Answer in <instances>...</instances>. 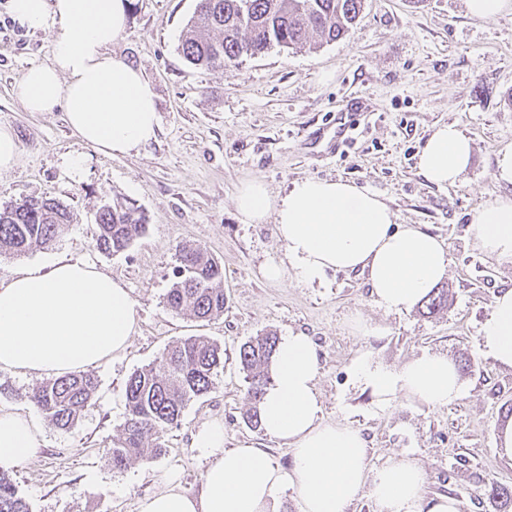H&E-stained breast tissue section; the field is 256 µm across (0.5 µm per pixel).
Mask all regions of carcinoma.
Listing matches in <instances>:
<instances>
[{
	"mask_svg": "<svg viewBox=\"0 0 512 512\" xmlns=\"http://www.w3.org/2000/svg\"><path fill=\"white\" fill-rule=\"evenodd\" d=\"M364 0H198L189 31L181 43L184 59L193 66H234L244 57L278 47L331 42L356 23ZM70 223L63 203L31 197L0 207V251L16 255L46 248ZM96 246L108 254L126 250L146 229V216L131 202H114L96 212ZM178 280L166 302L180 313L206 320L224 313L220 263L198 247L179 252ZM422 305L433 315L448 305L444 290H431ZM279 338L272 333L254 336L240 345L237 355L247 382L248 408L244 419L261 428V404L272 383L269 365ZM224 369V350L202 335H192L166 348L160 359L130 375L125 383V420L120 438L110 450L112 467L158 457L162 438L180 425L187 404L210 392L214 377ZM98 389L91 373H69L34 387L32 403L55 427H74ZM0 512H30L11 475L0 471Z\"/></svg>",
	"mask_w": 512,
	"mask_h": 512,
	"instance_id": "1",
	"label": "carcinoma"
}]
</instances>
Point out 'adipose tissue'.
I'll list each match as a JSON object with an SVG mask.
<instances>
[{
	"label": "adipose tissue",
	"mask_w": 512,
	"mask_h": 512,
	"mask_svg": "<svg viewBox=\"0 0 512 512\" xmlns=\"http://www.w3.org/2000/svg\"><path fill=\"white\" fill-rule=\"evenodd\" d=\"M17 26L52 38L49 63L29 68L15 87L27 111L63 109L84 144L125 156L155 141L160 118L153 83L110 47L125 32L130 0H8ZM472 144L457 124L438 126L427 139L418 168L430 183L460 184ZM249 224L273 222L288 259L270 261L269 282L289 276L306 282L327 271L365 274L373 301L401 312L418 304L448 271L441 241L411 224L395 227L391 208L376 194L349 182L305 177L281 197L258 179L243 181L234 198ZM474 238L498 262L512 264V195L474 215ZM139 328L136 303L123 285L94 264L60 259L20 269L0 282V369L57 377L109 361L123 353ZM484 352L512 369V287L499 289L482 327ZM319 356L302 333L282 337L272 363V384L262 404L268 437L290 448L289 466L263 449L224 445V424L212 421L193 444L205 458L196 491L175 477L140 504L139 512H276L280 491L293 489L300 512H349L368 495L376 512H459L448 495L426 497L427 475L404 456L374 469L359 432L321 416L316 392ZM356 375L380 399L400 394L445 407L461 395L447 357L424 353L396 369L357 361ZM44 444L31 413L0 407V469L36 456Z\"/></svg>",
	"instance_id": "obj_1"
}]
</instances>
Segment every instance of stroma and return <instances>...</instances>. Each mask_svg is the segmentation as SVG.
I'll list each match as a JSON object with an SVG mask.
<instances>
[{
	"label": "stroma",
	"instance_id": "1",
	"mask_svg": "<svg viewBox=\"0 0 512 512\" xmlns=\"http://www.w3.org/2000/svg\"><path fill=\"white\" fill-rule=\"evenodd\" d=\"M5 4L0 0V126L14 131L20 152L0 173V206L46 196L68 206L71 222L48 248L0 255V281L33 263L87 260L127 288L140 318L129 347L94 367L98 391L78 424L67 431L45 425L41 452L13 470L31 512H139L167 474L196 491L204 461L192 438L214 419L224 422L225 447L248 443L289 463L285 447L243 419L246 382L237 352L265 332L312 339L322 416L361 431L370 466L409 453L427 472L426 497L447 494L460 512H494L487 485L512 487V459L500 455L495 437L512 418V370L484 353L481 328L495 294L512 285V264L483 253L471 220L512 193L495 166L498 151L512 145V13L484 21L464 0H364L356 25L339 40L275 47L208 69L190 65L179 50L197 0H131L127 29L112 50L154 84L160 132L138 152L112 157L81 143L63 111L29 112L17 99L16 83L30 66L50 61L52 40L15 26ZM351 93L368 109L351 114V142L326 153L314 134L335 129ZM444 123L458 124L473 145L457 186L432 185L417 168L426 140ZM73 153L87 159L79 179L63 168ZM304 177L342 179L377 193L397 223L440 239L448 251L441 282L447 306L432 316L417 307L385 311L358 273L267 282L262 267L284 258L285 247L273 225L245 223L234 194L243 180L257 178L281 196ZM117 200L135 203L148 227L112 255L96 246L95 213ZM185 244L223 266V315L200 321L168 307ZM359 318L376 335L358 331ZM199 334L224 351L214 388L188 403L180 425L164 437V454L114 470L108 450L124 423L127 378L169 345ZM425 352L447 356L458 372L461 396L446 407L400 395L379 401L354 373L363 353L397 367Z\"/></svg>",
	"mask_w": 512,
	"mask_h": 512
}]
</instances>
